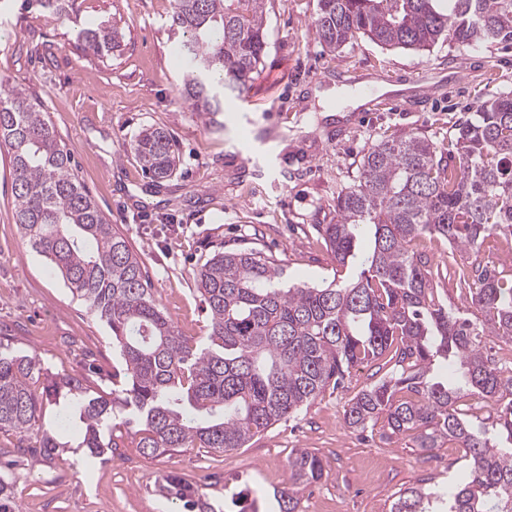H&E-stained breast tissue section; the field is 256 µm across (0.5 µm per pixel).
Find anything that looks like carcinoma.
<instances>
[{
    "mask_svg": "<svg viewBox=\"0 0 512 512\" xmlns=\"http://www.w3.org/2000/svg\"><path fill=\"white\" fill-rule=\"evenodd\" d=\"M57 20L77 0H25ZM271 0H174L171 29L182 34V95L214 117L224 97L247 92L262 64ZM331 50L359 37L389 49L426 51L512 41V0H317L313 20ZM83 49L104 56L118 33L80 31ZM0 146L11 158L14 221L72 295L106 323L121 367L112 398L82 380L44 371L40 359L0 350V429L36 435L45 461L71 448L99 457L124 444L106 426L116 411L134 424L148 457L181 448L245 447L276 422L296 416L351 370L383 357L391 370L354 396L345 425L363 432L378 420L393 434L417 431L416 447L447 441L465 449L456 483L433 493L398 492L392 512H512V375L485 354L486 339L512 342V279L479 263L455 271L469 290L462 308L435 295L428 260L408 245L422 235L459 251L485 238L512 241V93L482 101L455 129V164L415 134L371 144L358 181L336 199V223L317 232L338 266L358 265L344 285H290L283 268L253 251H217L196 270L209 318L197 340L180 332L155 302L143 263L75 173L72 154L26 90L0 91ZM130 147L157 183L173 177L170 133L147 127ZM44 378L43 395L33 380ZM500 403L491 427H474L464 398ZM58 407L54 428L40 425L44 402ZM288 485L273 492L276 512H299V490L323 477L308 450L288 456ZM158 491L177 512H223L199 487L173 473Z\"/></svg>",
    "mask_w": 512,
    "mask_h": 512,
    "instance_id": "cac0c4a2",
    "label": "carcinoma"
}]
</instances>
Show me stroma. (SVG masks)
Returning <instances> with one entry per match:
<instances>
[{
  "label": "stroma",
  "mask_w": 512,
  "mask_h": 512,
  "mask_svg": "<svg viewBox=\"0 0 512 512\" xmlns=\"http://www.w3.org/2000/svg\"><path fill=\"white\" fill-rule=\"evenodd\" d=\"M316 0H273L267 50L245 99L225 107L215 131L181 95L170 33L173 0H79L77 17L56 21L20 0H0V81L24 87L70 150L80 180L140 256L163 312L188 336L208 333L196 291L198 264L215 251L256 250L289 281L348 280L317 225L336 221V199L353 185L364 150L413 133L447 153L450 133L482 99L512 90V43L465 48L444 42L414 53L360 38L323 49L313 26ZM105 24L122 35L117 52L83 50L80 29ZM364 97L346 106V91ZM160 126L176 142L175 176L145 177L130 148L141 129ZM12 170L0 147V345L34 354L49 371L111 393L118 357L109 328L50 271L13 219ZM376 364L352 370L297 417L279 421L249 447L184 448L149 458L133 443L89 459L42 462L18 452L0 430V471L16 512H174L155 482L175 472L213 497L225 487L265 499L288 481V454L319 453L327 473L300 493L301 512H390L400 490L444 489L459 472L452 444L416 446L412 434L382 426L346 428L348 400L373 380Z\"/></svg>",
  "instance_id": "1"
}]
</instances>
